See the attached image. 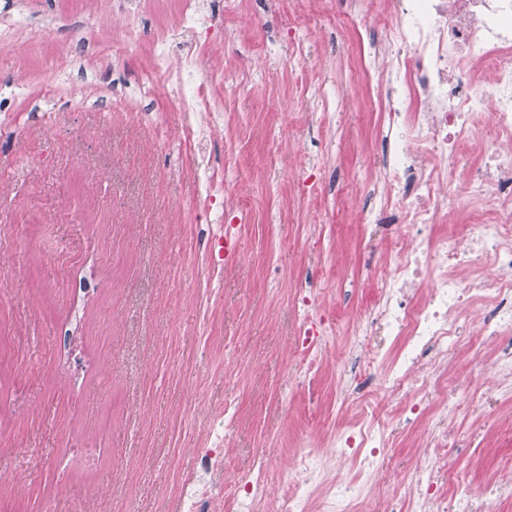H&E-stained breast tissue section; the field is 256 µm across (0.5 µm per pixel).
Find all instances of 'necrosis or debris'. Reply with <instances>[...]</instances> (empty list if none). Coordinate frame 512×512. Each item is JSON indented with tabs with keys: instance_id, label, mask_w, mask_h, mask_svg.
Masks as SVG:
<instances>
[{
	"instance_id": "necrosis-or-debris-1",
	"label": "necrosis or debris",
	"mask_w": 512,
	"mask_h": 512,
	"mask_svg": "<svg viewBox=\"0 0 512 512\" xmlns=\"http://www.w3.org/2000/svg\"><path fill=\"white\" fill-rule=\"evenodd\" d=\"M372 19L390 63L383 109L396 141L384 204L398 210L385 241L389 263L363 305V330L383 333L369 353L381 373H356L355 419L331 451L354 462V476L327 479L318 454L302 452L277 512H358L374 461L391 445L378 417L383 396L427 427L410 493L389 495L385 512H489L512 498L511 482L488 480L452 499L442 480L438 438L449 414L464 413L469 386L449 384L440 367L466 336H480L495 349L496 397L512 398V0H393ZM156 62L174 70L185 109L206 111L193 58L174 68L161 50ZM483 104L484 125L476 119ZM470 140L482 144L481 158L464 166L459 147ZM458 201L472 224L462 234L440 231ZM422 392L432 404L417 402Z\"/></svg>"
}]
</instances>
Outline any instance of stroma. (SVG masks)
<instances>
[{"label": "stroma", "instance_id": "35a3bbf8", "mask_svg": "<svg viewBox=\"0 0 512 512\" xmlns=\"http://www.w3.org/2000/svg\"><path fill=\"white\" fill-rule=\"evenodd\" d=\"M197 10L200 28L185 14ZM365 0H0V512H181L178 487L224 418L225 502L264 467L326 454L354 415L343 386L365 284L388 261L362 195L390 145L356 80L380 42ZM134 40H127V30ZM212 45L179 106L152 54ZM211 130L201 156L187 126ZM224 181L201 195L199 163ZM313 327L317 341L298 345ZM481 337L450 376L492 389ZM394 437L368 512L405 489L424 428ZM450 491L512 480V401L452 419ZM95 451L86 467L78 447Z\"/></svg>", "mask_w": 512, "mask_h": 512}]
</instances>
